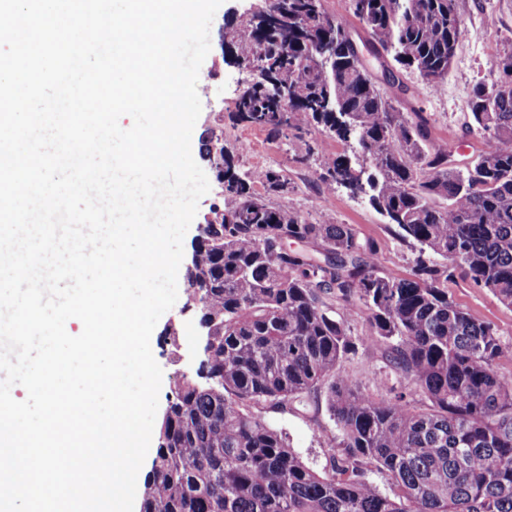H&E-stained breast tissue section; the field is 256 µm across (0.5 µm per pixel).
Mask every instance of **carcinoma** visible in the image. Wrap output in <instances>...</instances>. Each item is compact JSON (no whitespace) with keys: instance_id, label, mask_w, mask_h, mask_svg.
Returning <instances> with one entry per match:
<instances>
[{"instance_id":"1","label":"carcinoma","mask_w":512,"mask_h":512,"mask_svg":"<svg viewBox=\"0 0 512 512\" xmlns=\"http://www.w3.org/2000/svg\"><path fill=\"white\" fill-rule=\"evenodd\" d=\"M349 8L375 59L390 54L429 90L442 88L464 35L457 0ZM349 34L324 0H268L229 33L239 59L273 73L241 92L235 113L275 139L320 126L354 141L358 160L326 162L336 173L326 189L364 191L399 240L418 246L412 272L381 271L377 243L351 224L271 205L254 183L284 193L288 179L274 169L242 177L224 142H209L203 156L226 198L199 225L185 273L205 353L197 377L166 394L141 512H512V377L499 372L512 346L448 293L458 276L512 308V82L473 87L465 126L486 148L461 167L433 145L421 115L378 88ZM323 295L343 302L342 316ZM360 307L361 343L424 406L403 392L363 393L340 369ZM325 384L338 452L318 471L253 407L304 409Z\"/></svg>"}]
</instances>
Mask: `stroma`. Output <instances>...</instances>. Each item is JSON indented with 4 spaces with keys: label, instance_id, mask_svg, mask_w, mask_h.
Listing matches in <instances>:
<instances>
[{
    "label": "stroma",
    "instance_id": "stroma-1",
    "mask_svg": "<svg viewBox=\"0 0 512 512\" xmlns=\"http://www.w3.org/2000/svg\"><path fill=\"white\" fill-rule=\"evenodd\" d=\"M249 6V0H223L210 25V51L200 67L198 80L202 110L191 136L192 156L205 172L210 190L200 199L194 223L184 236V252H191L200 224L224 196L223 184L201 155L204 138L216 133L223 136L224 148L237 173L275 168L287 177V195L268 194L270 203H287L289 208L312 219L324 213L334 223L354 225L362 237L378 243L379 266L383 271L409 275L413 247L394 237L365 196L354 195L341 186L331 193L322 189L324 160L339 154L353 155L352 143L325 137L317 127L289 131L287 140L280 142L235 120V102L253 75L226 60L221 43L225 27L235 23ZM459 14L464 36L440 92L429 91L417 74L400 69L396 75L412 89L410 95L400 99L402 110L423 113L429 120L432 141L455 142L469 159L483 150L484 142L478 134L466 131L464 115L474 85L497 79L500 57L512 50V0H459ZM310 145L318 151L319 163H298V155ZM177 290L175 304L161 316L150 340L153 357L163 372L161 390L165 393L182 375H195L199 366L198 311L188 299L185 278H178ZM448 290L461 306L491 322L502 340L512 341V309L500 304L486 289L459 278L449 282ZM340 368L351 375L362 391L377 398L389 397L396 390L409 395L415 392L407 379L388 370L380 351L373 348L358 346ZM379 372L385 375L381 384L375 381ZM258 412L288 434L293 448L310 466L320 470L328 465L331 450L325 433L332 421L325 393L311 396L304 412L268 404L259 406Z\"/></svg>",
    "mask_w": 512,
    "mask_h": 512
}]
</instances>
